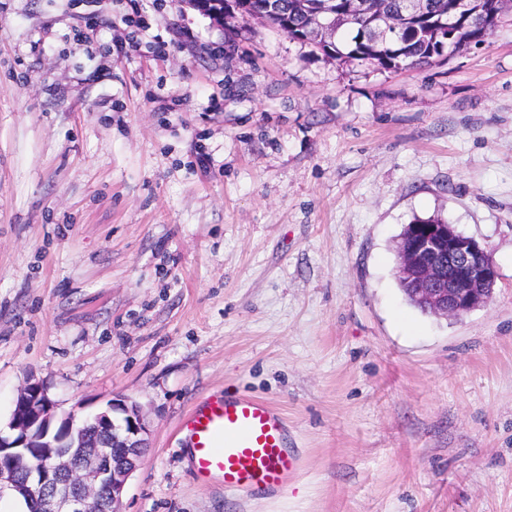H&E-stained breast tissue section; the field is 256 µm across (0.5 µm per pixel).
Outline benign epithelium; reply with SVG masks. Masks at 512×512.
Wrapping results in <instances>:
<instances>
[{
	"label": "benign epithelium",
	"mask_w": 512,
	"mask_h": 512,
	"mask_svg": "<svg viewBox=\"0 0 512 512\" xmlns=\"http://www.w3.org/2000/svg\"><path fill=\"white\" fill-rule=\"evenodd\" d=\"M202 16L225 27L240 22L234 5L186 0ZM379 0H351L359 17H377L361 36L389 35L391 19L373 7ZM456 19L426 21L448 38L447 25L471 14L470 0H457ZM304 14L327 38L336 27L335 0H310ZM397 274L417 298L439 315L459 317L488 302L499 278L488 249L452 224H413L399 246ZM140 406L114 399L93 415L71 411L57 417L42 381L21 387L9 421L0 428V493L35 501L36 512H119L127 480L147 447Z\"/></svg>",
	"instance_id": "obj_1"
}]
</instances>
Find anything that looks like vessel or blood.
<instances>
[{
  "instance_id": "obj_1",
  "label": "vessel or blood",
  "mask_w": 512,
  "mask_h": 512,
  "mask_svg": "<svg viewBox=\"0 0 512 512\" xmlns=\"http://www.w3.org/2000/svg\"><path fill=\"white\" fill-rule=\"evenodd\" d=\"M181 428L189 435L197 478L222 480L226 492L274 491L298 471L286 418L248 394H210Z\"/></svg>"
}]
</instances>
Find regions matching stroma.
I'll use <instances>...</instances> for the list:
<instances>
[{"instance_id":"obj_1","label":"stroma","mask_w":512,"mask_h":512,"mask_svg":"<svg viewBox=\"0 0 512 512\" xmlns=\"http://www.w3.org/2000/svg\"><path fill=\"white\" fill-rule=\"evenodd\" d=\"M431 216L499 268L457 318L397 280ZM31 379L141 407L121 512H512V15L383 71L183 0H0L1 424ZM221 390L286 417L285 490L195 480ZM188 6L197 11L202 16L210 19L214 23H217L223 27L225 26H236L241 20L238 14V9H234V4L228 5L224 2V8L221 9V5L216 2L205 3L207 0H184ZM211 5L215 8L210 9Z\"/></svg>"}]
</instances>
